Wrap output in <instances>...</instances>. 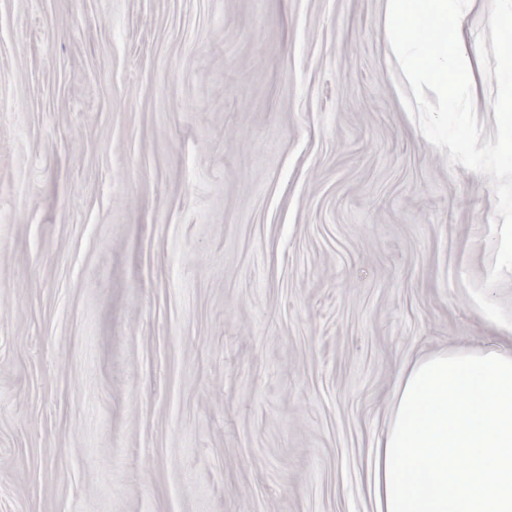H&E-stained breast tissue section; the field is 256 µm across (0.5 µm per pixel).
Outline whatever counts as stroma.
<instances>
[{"mask_svg":"<svg viewBox=\"0 0 512 512\" xmlns=\"http://www.w3.org/2000/svg\"><path fill=\"white\" fill-rule=\"evenodd\" d=\"M389 56L383 0H0V512H371L403 366L512 333V122Z\"/></svg>","mask_w":512,"mask_h":512,"instance_id":"1","label":"stroma"}]
</instances>
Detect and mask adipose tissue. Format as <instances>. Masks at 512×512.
<instances>
[{
  "label": "adipose tissue",
  "mask_w": 512,
  "mask_h": 512,
  "mask_svg": "<svg viewBox=\"0 0 512 512\" xmlns=\"http://www.w3.org/2000/svg\"><path fill=\"white\" fill-rule=\"evenodd\" d=\"M468 0H384L391 58L418 100L474 91ZM373 512H512V336L409 363L370 453Z\"/></svg>",
  "instance_id": "ef3b65f1"
}]
</instances>
